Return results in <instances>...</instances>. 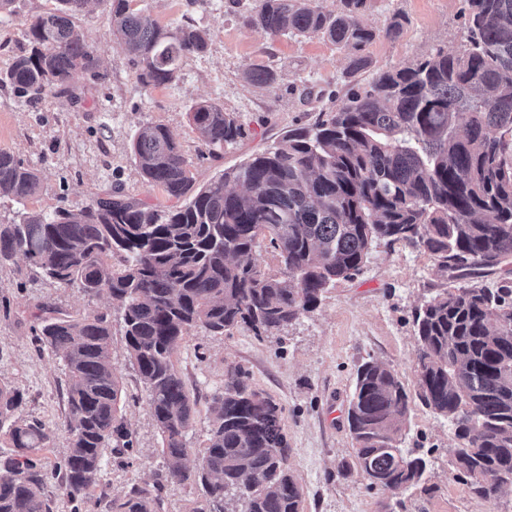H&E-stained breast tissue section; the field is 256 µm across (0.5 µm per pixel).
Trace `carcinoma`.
Segmentation results:
<instances>
[{
  "label": "carcinoma",
  "mask_w": 512,
  "mask_h": 512,
  "mask_svg": "<svg viewBox=\"0 0 512 512\" xmlns=\"http://www.w3.org/2000/svg\"><path fill=\"white\" fill-rule=\"evenodd\" d=\"M87 0H58L27 31L30 52L0 73V85L40 95L66 89L73 73L95 59L74 19ZM460 48H441L382 70L353 89L310 127L286 132L218 178L196 185L183 146L161 123H146L131 151L144 181L176 200L149 204L112 191L78 210L30 214L0 224V262L21 256L46 277L89 296L107 295L121 313L126 349L147 392L159 429L164 479L194 481L202 501L194 512H303V492L289 464L282 408L237 370L214 395L207 446L197 466L186 433L195 401L175 361L195 328L222 336L235 327L255 335L281 331L314 311L327 288L357 274L375 241H405L441 268L466 272L512 259V0H465ZM108 10L113 41L132 53L139 79L174 81L183 58L207 50L209 32L165 29L129 0H96ZM248 23L275 39L321 35L358 54L376 37L365 24L366 0H256ZM245 79L269 87L268 66ZM191 120L209 154L243 135L231 112L211 103ZM243 188L240 193L229 184ZM41 187L35 170L0 149V194L21 202ZM282 270L265 272L256 257L263 239ZM417 382L410 393L397 373L376 362L359 366L347 424L361 474L373 488L425 486L426 460L399 447L412 398L448 419L459 440L456 476L470 493L494 501L512 480V287L464 285L429 297L414 315ZM41 346L60 356L67 376V452L57 466L59 490L86 503L101 475L106 448L128 451L132 433L120 408L122 386L111 361L110 313L42 317ZM19 392L0 386V512H51L47 475L30 454L51 437L38 422L16 417ZM160 499L133 487L112 512H158Z\"/></svg>",
  "instance_id": "carcinoma-1"
}]
</instances>
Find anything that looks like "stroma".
Listing matches in <instances>:
<instances>
[{
  "label": "stroma",
  "instance_id": "1",
  "mask_svg": "<svg viewBox=\"0 0 512 512\" xmlns=\"http://www.w3.org/2000/svg\"><path fill=\"white\" fill-rule=\"evenodd\" d=\"M255 0H131L165 28L192 23L210 32L205 53L184 58L178 78L165 85L143 84L131 53L113 43L110 17L92 6L75 24L96 64L77 70L67 92L48 89L38 98L0 85V149L33 168L39 192L16 202L0 196V224L22 214H52L81 208L114 188L152 203H166L136 166L131 141L148 122L168 127L191 162L197 184L271 146L292 128L316 121L350 89L366 86L377 71L407 62L435 48L455 50L462 38L465 0H367L364 20L382 29L399 21L397 37L376 38L363 54L367 69L350 72L351 53L321 37H265L247 18ZM57 0H15L0 13V72L29 50L25 32ZM268 66L277 80L268 88L247 83L250 68ZM208 100L234 113L244 135L216 157L205 155L190 108ZM504 268L484 269L466 278L438 268L434 258L405 242L373 244L361 272L328 288L319 306L273 336L236 327L221 336L198 328L182 341L177 369L196 402L187 443L201 456L211 423L212 397L224 388L228 370L245 372L258 391L282 409V427L291 448L288 463L304 490V512H512V486L495 503L473 497L450 464L458 441L446 419L412 403L400 446L428 461V493L368 488L358 473L346 412L358 366L374 360L398 373L407 388L416 385L417 340L413 311L450 286L499 287ZM108 306L78 288L42 277L22 257L0 262V384L23 397L19 414L40 421L51 436L37 451L53 470L68 446L64 429L66 376L54 353L39 347L34 328L44 308L82 315ZM112 365L121 379L122 405L134 433L132 453L105 450L102 474L89 504L60 495L56 478L45 493L52 512H112L114 500L132 486L159 488L160 512H194L200 490L190 481L163 479L162 440L146 403V391L126 350L120 317L112 319Z\"/></svg>",
  "mask_w": 512,
  "mask_h": 512
}]
</instances>
